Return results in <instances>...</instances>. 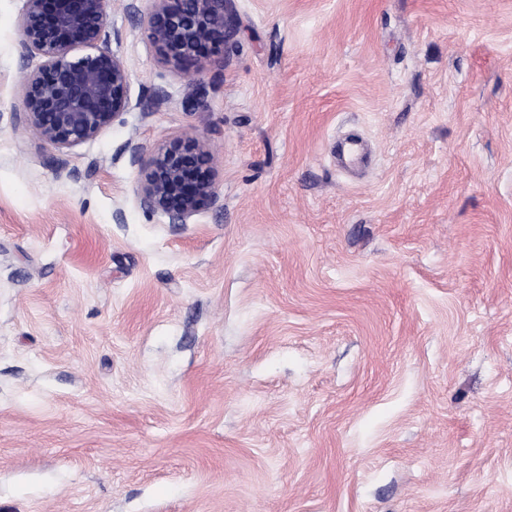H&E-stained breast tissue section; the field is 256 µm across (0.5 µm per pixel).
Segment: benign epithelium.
Returning a JSON list of instances; mask_svg holds the SVG:
<instances>
[{"label": "benign epithelium", "mask_w": 512, "mask_h": 512, "mask_svg": "<svg viewBox=\"0 0 512 512\" xmlns=\"http://www.w3.org/2000/svg\"><path fill=\"white\" fill-rule=\"evenodd\" d=\"M110 0H26L19 21L21 58H39L18 97L29 129L43 141L72 149L95 139L131 106L125 60L108 47ZM232 0H152L143 16L152 43L189 76L208 70L237 41ZM139 165L141 206L185 224L218 201L210 144L176 139L141 162L140 147L128 145Z\"/></svg>", "instance_id": "obj_1"}]
</instances>
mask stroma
<instances>
[{
    "instance_id": "35a3bbf8",
    "label": "stroma",
    "mask_w": 512,
    "mask_h": 512,
    "mask_svg": "<svg viewBox=\"0 0 512 512\" xmlns=\"http://www.w3.org/2000/svg\"><path fill=\"white\" fill-rule=\"evenodd\" d=\"M136 10H129V3ZM0 0V512H512V0H233L192 82L112 0L130 110L69 151ZM359 134L368 165L339 166ZM213 146L216 204L141 207ZM127 147L132 164L140 166L138 197L148 211L167 215L173 224H185L218 201L208 142L173 140L158 147L146 163H141L138 145Z\"/></svg>"
}]
</instances>
